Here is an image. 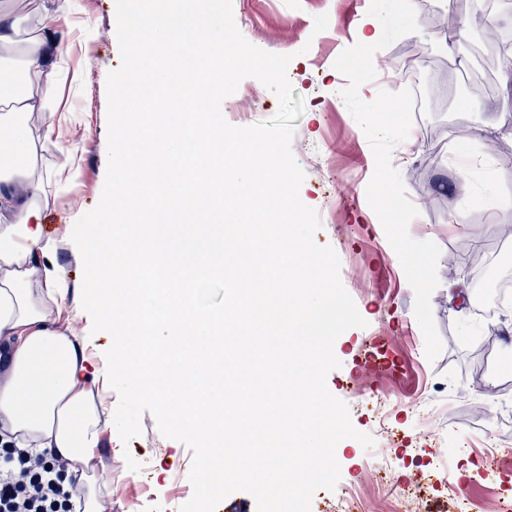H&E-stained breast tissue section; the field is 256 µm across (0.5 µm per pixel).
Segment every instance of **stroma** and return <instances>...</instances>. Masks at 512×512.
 <instances>
[{"label": "stroma", "mask_w": 512, "mask_h": 512, "mask_svg": "<svg viewBox=\"0 0 512 512\" xmlns=\"http://www.w3.org/2000/svg\"><path fill=\"white\" fill-rule=\"evenodd\" d=\"M55 16L49 34L51 61L78 73L61 91L59 128L64 152L46 164L66 185L51 210L49 253L68 283L64 317L83 327L81 255L71 240L75 221L101 197L107 170L106 78L120 64L115 0H38ZM484 0H413L419 31L377 52L375 79L359 96L373 101L379 90L408 88L416 72L421 89L409 134L412 153L395 147L391 161L419 214L410 236L440 248L439 286L431 296L443 350L425 355L414 317V292L382 224L366 198L375 167L370 144L340 95L346 78L334 67L341 52L366 41L361 22L370 0H232L238 29L252 45L291 55L288 78L305 111L295 122L293 156L304 173L302 202L315 209L321 227L314 239L331 246L343 286L367 320L334 343L339 368L327 387L344 401L352 425L374 439L364 448L342 440L335 456L340 480L334 491H318L311 512H349L356 491L358 512H392L412 492L422 471L436 467L453 476L457 492L439 485L427 491L425 512H500L512 501V313L488 321L449 298L450 281L474 293L468 261L474 243H498V228L512 224V159L498 146L512 145V83L501 76L512 60L499 55L496 39L512 32V12L499 24L475 25ZM225 119L249 126L273 118L275 94L254 78L244 79L222 103ZM467 148L475 168L460 173L452 163ZM388 356L385 373L362 363L370 337ZM443 392H434L435 383ZM130 445L110 439L108 458L95 463L110 474L105 492L112 512H180L192 496V453L163 437L151 413ZM133 456L139 471L128 469Z\"/></svg>", "instance_id": "obj_1"}]
</instances>
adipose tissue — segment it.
<instances>
[{"label":"adipose tissue","mask_w":512,"mask_h":512,"mask_svg":"<svg viewBox=\"0 0 512 512\" xmlns=\"http://www.w3.org/2000/svg\"><path fill=\"white\" fill-rule=\"evenodd\" d=\"M206 17L187 12L176 30L150 27L145 42L168 44L167 55L153 58L150 84L164 85L177 111L173 117L133 118L137 131L132 161L114 179L110 197L136 215L142 209L169 216L167 224H128L123 251L109 253L111 269L99 276L92 306L99 328L113 338L120 375L136 377V390L153 396L167 421L188 437L206 431L200 464L223 473L221 447L247 444L252 456L289 447L298 453L314 447L306 413L319 402L323 358L314 352L317 337H293V362L276 381L293 392L301 413L282 415L269 430L256 416L252 392L224 386L223 346L215 339L217 319L200 314L197 290L213 279L214 235L197 219L212 212L214 200L232 203L230 254L226 275L247 265L232 330L254 331L278 320L289 325L317 314L326 286V264L302 260L282 226L294 223V197L273 180L265 157L237 141L216 151L220 106L195 77L211 75L223 47L201 41ZM45 18L36 0L18 6L0 0V447L33 448L69 463L64 488L79 512H106L103 474L92 461L103 431L112 425L95 388L101 372H87L86 334L62 324L66 285L48 264L43 216L56 203L52 175L43 165L60 122L58 91L66 72L48 63ZM233 172L232 183L216 180V170ZM157 255V275L143 279V253ZM295 283L292 309L282 308L272 281Z\"/></svg>","instance_id":"1"}]
</instances>
